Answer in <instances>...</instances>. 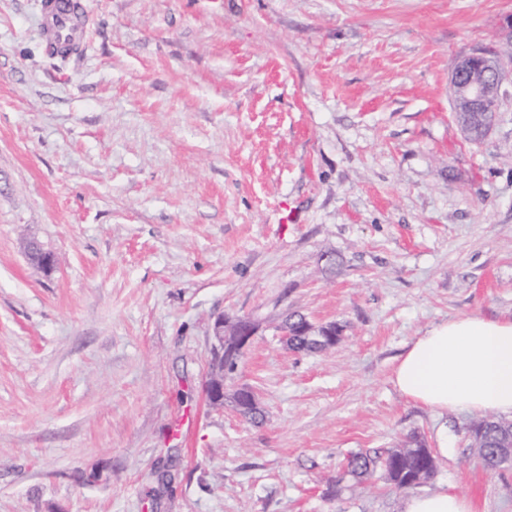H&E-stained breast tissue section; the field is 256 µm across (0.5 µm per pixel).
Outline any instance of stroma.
<instances>
[{"label": "stroma", "mask_w": 512, "mask_h": 512, "mask_svg": "<svg viewBox=\"0 0 512 512\" xmlns=\"http://www.w3.org/2000/svg\"><path fill=\"white\" fill-rule=\"evenodd\" d=\"M76 56L0 0V512H404L344 475L411 433L424 492L512 512V469L392 383L464 314L512 318V72L481 143L457 63L512 54V0H89ZM55 258L32 268L24 237ZM342 326L295 352L286 315ZM263 329L203 392L217 317Z\"/></svg>", "instance_id": "35a3bbf8"}]
</instances>
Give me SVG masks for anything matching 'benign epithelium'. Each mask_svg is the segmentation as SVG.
Returning <instances> with one entry per match:
<instances>
[{
    "instance_id": "1",
    "label": "benign epithelium",
    "mask_w": 512,
    "mask_h": 512,
    "mask_svg": "<svg viewBox=\"0 0 512 512\" xmlns=\"http://www.w3.org/2000/svg\"><path fill=\"white\" fill-rule=\"evenodd\" d=\"M503 58L492 49H483L464 57L455 67L451 78L453 101L465 103L464 111L473 113L484 134H489L494 120L486 118L497 112L501 98ZM32 261L44 272L54 266V256L35 243L28 244ZM261 330L260 323L251 318H239L230 323L219 317L212 327L213 343L208 361L204 391L209 405L223 406L226 399L227 364L238 362ZM301 335L326 351L336 346V324H316L305 320Z\"/></svg>"
}]
</instances>
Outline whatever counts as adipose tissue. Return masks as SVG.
<instances>
[{"instance_id":"obj_1","label":"adipose tissue","mask_w":512,"mask_h":512,"mask_svg":"<svg viewBox=\"0 0 512 512\" xmlns=\"http://www.w3.org/2000/svg\"><path fill=\"white\" fill-rule=\"evenodd\" d=\"M392 382L434 411L512 415V320L472 314L433 326L399 356Z\"/></svg>"}]
</instances>
